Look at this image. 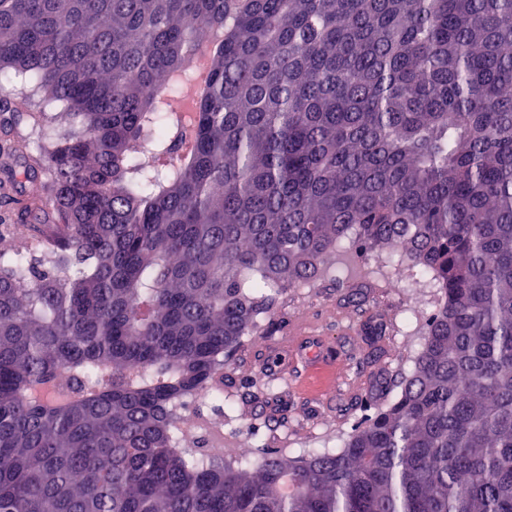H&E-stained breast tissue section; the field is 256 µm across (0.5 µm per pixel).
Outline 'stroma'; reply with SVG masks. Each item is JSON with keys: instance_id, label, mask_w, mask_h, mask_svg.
<instances>
[{"instance_id": "stroma-1", "label": "stroma", "mask_w": 512, "mask_h": 512, "mask_svg": "<svg viewBox=\"0 0 512 512\" xmlns=\"http://www.w3.org/2000/svg\"><path fill=\"white\" fill-rule=\"evenodd\" d=\"M346 269H333L323 280L289 289L276 310L274 331L251 336L233 353L224 383V407L203 408L207 432L225 444H248L251 456L260 450H277L303 456L315 448L338 449L359 420L356 403L382 378L409 373L421 350L423 338L415 328L433 308L436 292L429 277L406 258L390 252L346 251ZM359 271L369 289L363 304L348 302L353 283L348 268ZM405 280L404 293L394 292L392 278ZM383 319L386 333L367 336L340 334L348 323ZM305 318L321 328L336 354L349 362V374L365 382V389L340 383L326 399L314 393L297 394L278 379L270 363L282 360L283 338L290 324ZM250 388H242V381Z\"/></svg>"}]
</instances>
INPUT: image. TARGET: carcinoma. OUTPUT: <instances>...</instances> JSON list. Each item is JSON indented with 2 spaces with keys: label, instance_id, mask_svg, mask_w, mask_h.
<instances>
[{
  "label": "carcinoma",
  "instance_id": "cac0c4a2",
  "mask_svg": "<svg viewBox=\"0 0 512 512\" xmlns=\"http://www.w3.org/2000/svg\"><path fill=\"white\" fill-rule=\"evenodd\" d=\"M0 124V512H512V0H0ZM347 242L431 276L412 371L335 451L200 446Z\"/></svg>",
  "mask_w": 512,
  "mask_h": 512
}]
</instances>
